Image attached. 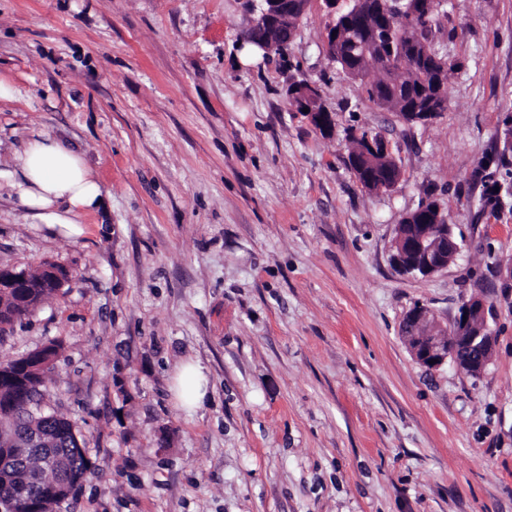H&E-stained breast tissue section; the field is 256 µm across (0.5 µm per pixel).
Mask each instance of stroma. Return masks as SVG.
Instances as JSON below:
<instances>
[{
    "label": "stroma",
    "mask_w": 512,
    "mask_h": 512,
    "mask_svg": "<svg viewBox=\"0 0 512 512\" xmlns=\"http://www.w3.org/2000/svg\"><path fill=\"white\" fill-rule=\"evenodd\" d=\"M259 0H0V163L37 133L108 188L68 240L0 196V264L51 261L63 288L0 334V358L59 343L44 400L95 470L57 512H512V199L480 212L512 113V0H448L433 47L457 63L447 108L408 126L323 50L309 0L286 57L241 32ZM315 86L336 131L286 98ZM388 141L401 177L362 187L348 133ZM437 199L462 231L430 277L392 261ZM483 297V372L416 362V305L451 325ZM209 377L178 406L177 366Z\"/></svg>",
    "instance_id": "obj_1"
}]
</instances>
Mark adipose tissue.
<instances>
[{
  "instance_id": "obj_1",
  "label": "adipose tissue",
  "mask_w": 512,
  "mask_h": 512,
  "mask_svg": "<svg viewBox=\"0 0 512 512\" xmlns=\"http://www.w3.org/2000/svg\"><path fill=\"white\" fill-rule=\"evenodd\" d=\"M1 189L32 223L67 237L82 234V216L98 211L109 194L80 151L45 134L25 142L10 167L0 169ZM207 385L201 366L184 364L173 379L175 398L181 405L200 407Z\"/></svg>"
}]
</instances>
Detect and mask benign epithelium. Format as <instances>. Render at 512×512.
I'll use <instances>...</instances> for the list:
<instances>
[{
  "label": "benign epithelium",
  "mask_w": 512,
  "mask_h": 512,
  "mask_svg": "<svg viewBox=\"0 0 512 512\" xmlns=\"http://www.w3.org/2000/svg\"><path fill=\"white\" fill-rule=\"evenodd\" d=\"M265 8L252 16L247 28L265 31L270 38L263 42L269 52L278 47L272 35L281 23L288 20V14L295 12L298 0H261ZM326 8L333 14L345 12L349 17L367 18L380 13L387 19L411 17L422 11H429L434 0H378L377 8L371 7V0H324ZM317 88L308 84L298 87L289 95L290 103L298 109H308L313 124L325 133L334 128L331 113L315 108L318 103ZM439 100L431 96L422 111L400 112L398 116L408 125L425 124L438 115ZM452 225L435 220L432 224H417L409 235L395 239L393 263L408 274L429 277L448 268V258L456 257L459 245L450 243ZM486 315L483 299L473 297L461 304L458 315L446 328L434 314L422 305L412 308L404 320L402 338L411 355L419 364L435 368L450 360L469 374L481 373L488 364L494 348V339L488 327L473 331L474 315Z\"/></svg>",
  "instance_id": "obj_1"
}]
</instances>
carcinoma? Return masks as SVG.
<instances>
[{"mask_svg": "<svg viewBox=\"0 0 512 512\" xmlns=\"http://www.w3.org/2000/svg\"><path fill=\"white\" fill-rule=\"evenodd\" d=\"M444 12L439 5L435 13H423L397 22L391 26L371 18L370 24L354 18L348 23L336 19V26H327L326 32H336V52H327L328 57L349 78L364 85L368 100L379 107L391 103L387 110L402 112L415 104L423 94L435 92L433 71L421 64V58L432 59L437 53L432 47L430 35L438 18ZM439 57V56H437ZM445 72L456 69L458 63L447 57H439ZM367 131L350 139L348 163L358 181L369 178L374 183H383L389 178L387 162L377 158L373 166L366 165L358 148L365 143ZM512 197V185L504 187L500 194L491 187L480 198L482 208L495 210L502 206V200ZM58 291L57 284L41 275L40 268L31 270L29 277L15 288L0 290V332L14 323L13 313L29 309L31 297L42 300ZM58 345L50 343L18 359L0 361V427L14 430L17 442L7 448L14 457L11 481L18 486V494L12 505L13 512H36L42 500L55 495V488L64 487L61 501L68 500L86 478L93 474L88 457L86 442L81 432L68 419L53 416L50 420L34 421L31 413L23 409L28 402L36 408L43 399L44 380L24 374L26 368L34 367L48 356H57ZM45 436L41 447L50 448L67 458L68 465L63 475H49L44 483L35 485L27 482L25 469L32 449L22 448L25 435L32 423Z\"/></svg>", "mask_w": 512, "mask_h": 512, "instance_id": "obj_1", "label": "carcinoma"}]
</instances>
